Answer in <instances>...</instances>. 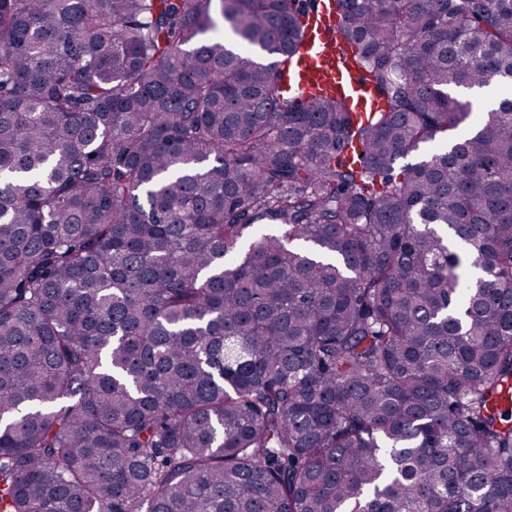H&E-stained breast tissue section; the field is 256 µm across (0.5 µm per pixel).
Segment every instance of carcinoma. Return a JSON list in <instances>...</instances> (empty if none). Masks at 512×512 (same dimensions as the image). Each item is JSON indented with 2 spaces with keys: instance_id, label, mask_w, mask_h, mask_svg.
I'll return each instance as SVG.
<instances>
[{
  "instance_id": "1",
  "label": "carcinoma",
  "mask_w": 512,
  "mask_h": 512,
  "mask_svg": "<svg viewBox=\"0 0 512 512\" xmlns=\"http://www.w3.org/2000/svg\"><path fill=\"white\" fill-rule=\"evenodd\" d=\"M334 9L0 0V512H512V0ZM323 2L328 0L319 2L320 7L304 24L302 58L288 81L287 92L306 98L317 86L339 88L360 102L367 96V86L360 81L359 72L347 65L352 50L337 44L336 21L330 14L332 2L328 6Z\"/></svg>"
}]
</instances>
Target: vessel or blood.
I'll return each instance as SVG.
<instances>
[{
  "mask_svg": "<svg viewBox=\"0 0 512 512\" xmlns=\"http://www.w3.org/2000/svg\"><path fill=\"white\" fill-rule=\"evenodd\" d=\"M302 58L288 82L289 92L307 97L316 87L341 89L351 98L361 100L367 96V86L358 71L349 66L351 52L336 42V21L329 6L317 8L303 27Z\"/></svg>",
  "mask_w": 512,
  "mask_h": 512,
  "instance_id": "obj_1",
  "label": "vessel or blood"
}]
</instances>
